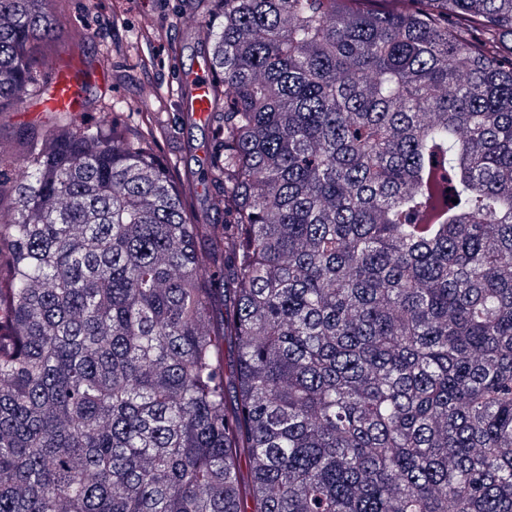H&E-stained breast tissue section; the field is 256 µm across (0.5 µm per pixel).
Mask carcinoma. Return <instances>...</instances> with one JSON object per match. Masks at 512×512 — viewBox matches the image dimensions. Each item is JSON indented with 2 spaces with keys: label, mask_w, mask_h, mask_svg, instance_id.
<instances>
[{
  "label": "carcinoma",
  "mask_w": 512,
  "mask_h": 512,
  "mask_svg": "<svg viewBox=\"0 0 512 512\" xmlns=\"http://www.w3.org/2000/svg\"><path fill=\"white\" fill-rule=\"evenodd\" d=\"M214 2L183 188L0 151V512H512V0ZM55 33L0 0V112Z\"/></svg>",
  "instance_id": "obj_1"
}]
</instances>
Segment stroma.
I'll return each mask as SVG.
<instances>
[{"mask_svg": "<svg viewBox=\"0 0 512 512\" xmlns=\"http://www.w3.org/2000/svg\"><path fill=\"white\" fill-rule=\"evenodd\" d=\"M57 21L54 41L40 53L63 60L74 56L89 65L108 60L106 76L91 81L82 125L94 126L104 113L136 103L174 127L158 150L174 179L199 173L207 165L210 132L205 121L179 115V72L203 66L208 48L200 28L206 16L196 0H52ZM39 96H30L15 112H0V148L22 155L23 132L61 120L58 112L39 111Z\"/></svg>", "mask_w": 512, "mask_h": 512, "instance_id": "stroma-1", "label": "stroma"}]
</instances>
